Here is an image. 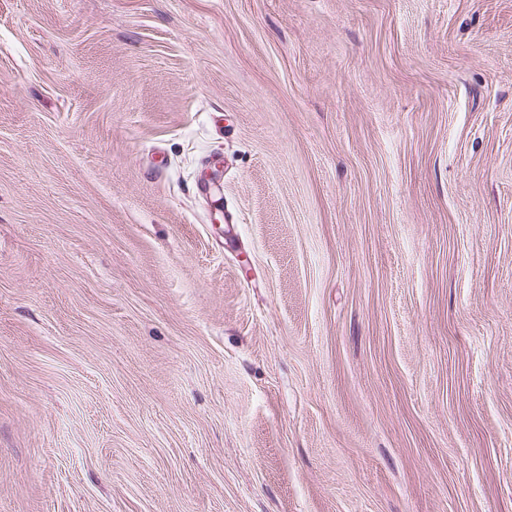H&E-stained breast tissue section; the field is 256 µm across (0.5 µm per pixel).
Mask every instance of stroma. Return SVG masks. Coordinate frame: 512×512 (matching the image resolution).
I'll use <instances>...</instances> for the list:
<instances>
[{
    "instance_id": "1",
    "label": "stroma",
    "mask_w": 512,
    "mask_h": 512,
    "mask_svg": "<svg viewBox=\"0 0 512 512\" xmlns=\"http://www.w3.org/2000/svg\"><path fill=\"white\" fill-rule=\"evenodd\" d=\"M0 512H512V0H0Z\"/></svg>"
}]
</instances>
